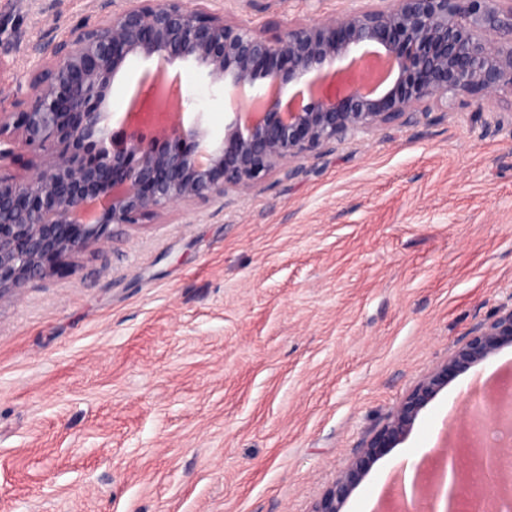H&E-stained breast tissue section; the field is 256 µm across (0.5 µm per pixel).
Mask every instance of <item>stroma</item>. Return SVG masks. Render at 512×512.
I'll return each mask as SVG.
<instances>
[{"instance_id": "obj_1", "label": "stroma", "mask_w": 512, "mask_h": 512, "mask_svg": "<svg viewBox=\"0 0 512 512\" xmlns=\"http://www.w3.org/2000/svg\"><path fill=\"white\" fill-rule=\"evenodd\" d=\"M261 31L350 0H213ZM99 0H0V101L31 47ZM151 60L109 96L121 131ZM185 124L214 148L232 109L178 62ZM386 126L257 189L114 224L0 300V512H310L362 440L512 294V99ZM512 345L451 378L342 512H375Z\"/></svg>"}]
</instances>
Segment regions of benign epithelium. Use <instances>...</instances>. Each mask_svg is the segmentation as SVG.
<instances>
[{"label":"benign epithelium","instance_id":"1","mask_svg":"<svg viewBox=\"0 0 512 512\" xmlns=\"http://www.w3.org/2000/svg\"><path fill=\"white\" fill-rule=\"evenodd\" d=\"M185 0H128L45 42L28 91L0 104V299L53 263L106 238L111 224L135 225L178 204L253 190L284 168L359 135L429 116L453 95L477 112L487 97L512 95V0H364L339 17L256 32L224 12ZM130 56L156 60L152 108L127 113L108 135L106 97ZM177 61L206 68L235 93L258 80L267 89L235 109L224 143L185 126L184 107L167 111L161 75ZM305 83L288 101L290 85ZM512 343V304L498 305L448 358L423 376L323 491L311 512H342L372 465L402 441L448 379ZM471 466L453 449L430 484L413 478L411 498L444 512H501L512 505V450L472 445ZM487 467L496 494L463 495L474 469Z\"/></svg>","mask_w":512,"mask_h":512}]
</instances>
